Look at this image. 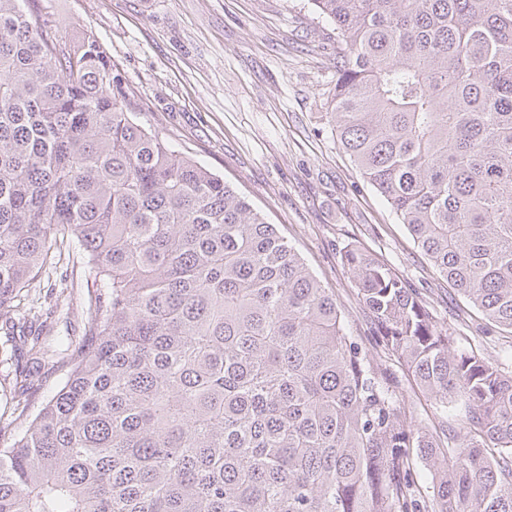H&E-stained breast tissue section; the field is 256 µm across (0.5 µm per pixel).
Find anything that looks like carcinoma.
Listing matches in <instances>:
<instances>
[{
  "label": "carcinoma",
  "instance_id": "carcinoma-1",
  "mask_svg": "<svg viewBox=\"0 0 512 512\" xmlns=\"http://www.w3.org/2000/svg\"><path fill=\"white\" fill-rule=\"evenodd\" d=\"M310 3L345 45L339 145L512 334V0ZM63 244L98 285L88 343L27 425H0V512H512V374L350 246L384 353L465 410L454 448L406 425L276 225L138 123L93 34L64 43L34 0H0V314Z\"/></svg>",
  "mask_w": 512,
  "mask_h": 512
}]
</instances>
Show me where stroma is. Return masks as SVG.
Here are the masks:
<instances>
[{"label": "stroma", "instance_id": "obj_1", "mask_svg": "<svg viewBox=\"0 0 512 512\" xmlns=\"http://www.w3.org/2000/svg\"><path fill=\"white\" fill-rule=\"evenodd\" d=\"M68 42L94 34L140 122L246 194L340 303L346 331L391 389L407 424L448 440L460 406L438 408L396 360L359 302L341 255L358 245L414 288L458 348L512 371V334L489 324L447 284L385 199L339 147L330 114L340 62L334 24L309 0H38ZM70 286L71 297L58 301ZM95 290L76 257L51 260L19 302L39 312L49 342L81 345ZM0 315V416L35 412L57 391L62 359L31 360ZM27 373L25 393L14 388Z\"/></svg>", "mask_w": 512, "mask_h": 512}]
</instances>
